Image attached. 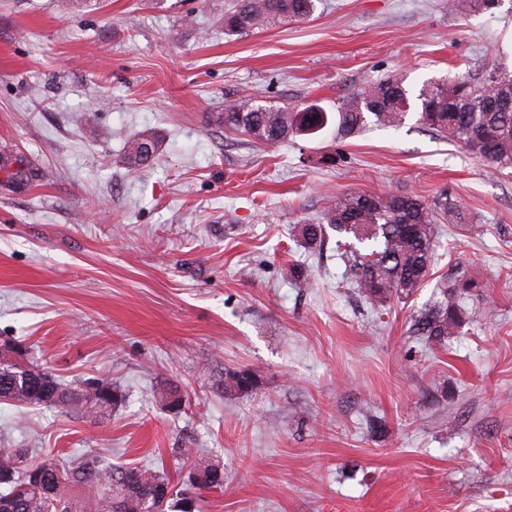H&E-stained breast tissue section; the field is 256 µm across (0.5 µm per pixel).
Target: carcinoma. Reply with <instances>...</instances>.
<instances>
[{
  "instance_id": "cac0c4a2",
  "label": "carcinoma",
  "mask_w": 512,
  "mask_h": 512,
  "mask_svg": "<svg viewBox=\"0 0 512 512\" xmlns=\"http://www.w3.org/2000/svg\"><path fill=\"white\" fill-rule=\"evenodd\" d=\"M504 0H448V11L490 12ZM315 11L314 0H233L224 11V34L242 36L274 23L301 21ZM404 79L373 80L348 94L336 115L311 105L291 112L260 100H226L224 111L209 116L226 134H239L257 144L274 146L288 137L315 134L334 126L345 140L369 127L399 128L411 108ZM417 124L459 143L498 171L512 169V73L498 64L477 73H457L429 81L419 89ZM157 141L140 134L126 144L125 164L131 173L150 166ZM467 224L469 216L443 193L427 204L400 193H344L331 197L316 224L299 225L307 248L324 246L328 231L337 243L347 274L366 299L384 303L408 296L420 287L436 248L435 225ZM473 284L445 276L439 298L410 327L433 345H444L466 317L463 292ZM12 362L0 366V401L16 406H45L102 418L124 401L118 388L102 380L65 382L26 360L22 347L0 343ZM256 377L249 370L226 369L219 384L227 397L249 391ZM182 482L173 485L145 466H123L95 452L71 460L47 450L0 448V500L7 512H191L195 491L224 485V469L211 459L182 448Z\"/></svg>"
}]
</instances>
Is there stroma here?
<instances>
[{"instance_id":"35a3bbf8","label":"stroma","mask_w":512,"mask_h":512,"mask_svg":"<svg viewBox=\"0 0 512 512\" xmlns=\"http://www.w3.org/2000/svg\"><path fill=\"white\" fill-rule=\"evenodd\" d=\"M0 0V339L67 380L119 387L92 420L0 403V446L94 451L170 481L179 451L224 466L195 512H512V175L416 125L331 129L274 146L225 136L228 99L332 112L363 83L512 70V8L447 0H318L310 19L199 40L229 0ZM155 135L130 175L128 140ZM342 152L331 166L324 154ZM52 172L15 182L16 163ZM448 192L470 217L439 227L409 297L373 304L335 244L297 227L328 196ZM306 263L312 282L283 269ZM475 286L466 323L428 347L410 333L452 267ZM256 386L224 397L225 369ZM176 385L183 403L162 394Z\"/></svg>"}]
</instances>
